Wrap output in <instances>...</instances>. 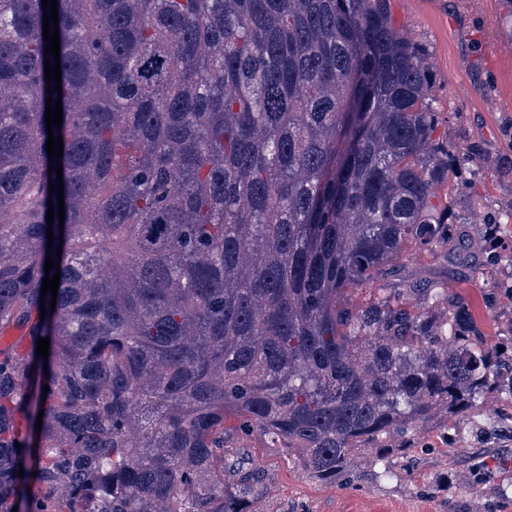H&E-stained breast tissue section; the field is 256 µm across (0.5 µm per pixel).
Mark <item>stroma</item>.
<instances>
[{
    "label": "stroma",
    "mask_w": 512,
    "mask_h": 512,
    "mask_svg": "<svg viewBox=\"0 0 512 512\" xmlns=\"http://www.w3.org/2000/svg\"><path fill=\"white\" fill-rule=\"evenodd\" d=\"M395 28L422 44L436 78L441 123L438 134L464 152L474 146L480 157L452 194L448 221L473 224L487 212L504 215L512 231V0H389ZM391 284L408 287L417 279L460 289L486 335L499 323L484 304L483 291L512 273L496 267L474 280H462L458 267L441 264L415 248L398 259ZM479 422L497 436L458 426L448 443L420 448L413 467H395L380 478L370 466L355 468V485L309 478L290 457L255 437L241 456L264 472L266 512H512V481L499 480L487 493L462 488L464 474L489 456L512 460V410L487 398Z\"/></svg>",
    "instance_id": "stroma-1"
}]
</instances>
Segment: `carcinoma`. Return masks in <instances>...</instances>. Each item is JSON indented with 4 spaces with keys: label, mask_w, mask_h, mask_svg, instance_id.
Wrapping results in <instances>:
<instances>
[{
    "label": "carcinoma",
    "mask_w": 512,
    "mask_h": 512,
    "mask_svg": "<svg viewBox=\"0 0 512 512\" xmlns=\"http://www.w3.org/2000/svg\"><path fill=\"white\" fill-rule=\"evenodd\" d=\"M57 3L48 94L42 0H0V328L30 338L0 352V512H263L233 437L348 487L363 448L390 477L431 415L512 406V313L490 341L455 289L390 286L410 244L490 267L512 247L437 204L477 154L436 136L435 78L388 0Z\"/></svg>",
    "instance_id": "obj_1"
}]
</instances>
